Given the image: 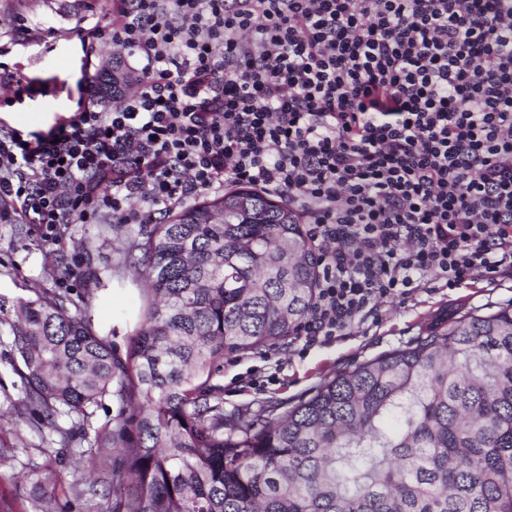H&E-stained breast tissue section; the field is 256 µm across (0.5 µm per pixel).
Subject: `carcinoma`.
I'll return each instance as SVG.
<instances>
[{
	"instance_id": "1",
	"label": "carcinoma",
	"mask_w": 512,
	"mask_h": 512,
	"mask_svg": "<svg viewBox=\"0 0 512 512\" xmlns=\"http://www.w3.org/2000/svg\"><path fill=\"white\" fill-rule=\"evenodd\" d=\"M115 63L103 97L127 83ZM149 300L125 353L71 298L0 308L24 404L74 448L110 398L112 512H512V304L440 312L263 424L224 415V355L285 343L319 266L299 213L250 186L130 224Z\"/></svg>"
}]
</instances>
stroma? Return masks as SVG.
<instances>
[{"mask_svg":"<svg viewBox=\"0 0 512 512\" xmlns=\"http://www.w3.org/2000/svg\"><path fill=\"white\" fill-rule=\"evenodd\" d=\"M112 14V0H0V127L31 118L35 132L48 130L70 111L85 63L80 30ZM23 75L44 86L46 95L13 100V78ZM132 241L126 227L102 215L94 224L66 225L59 244L43 245L36 225L18 228L0 222V304L43 290L88 298L95 327L125 352L143 303L142 270L124 257ZM512 302V276L478 278L458 288L428 283L406 299L384 300L376 315L354 325L327 345L295 341L259 353L225 356L213 382L221 388L225 412H259L272 401L299 398L325 375L412 342L436 312L456 305L483 312ZM11 338L0 335V512H37V479L60 474L52 512H112V469L100 458L79 468L58 456L56 432L22 410L21 381L3 355Z\"/></svg>","mask_w":512,"mask_h":512,"instance_id":"1","label":"stroma"}]
</instances>
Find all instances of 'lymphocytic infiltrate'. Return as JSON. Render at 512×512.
Wrapping results in <instances>:
<instances>
[{
	"mask_svg": "<svg viewBox=\"0 0 512 512\" xmlns=\"http://www.w3.org/2000/svg\"><path fill=\"white\" fill-rule=\"evenodd\" d=\"M102 43L133 85L105 104L86 73L47 132L0 129V199L44 241L251 184L318 250L309 344L425 282L512 275V0H113Z\"/></svg>",
	"mask_w": 512,
	"mask_h": 512,
	"instance_id": "f902f5d3",
	"label": "lymphocytic infiltrate"
}]
</instances>
